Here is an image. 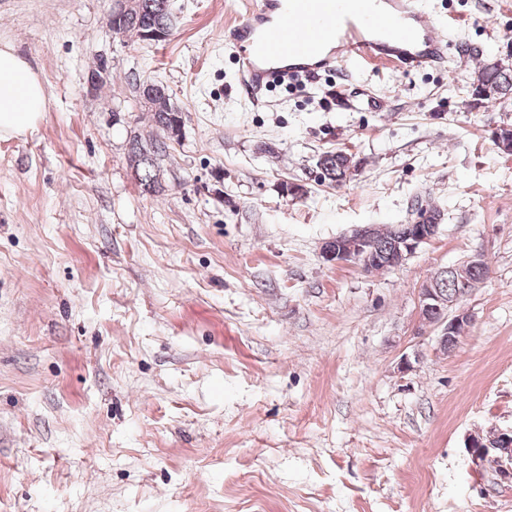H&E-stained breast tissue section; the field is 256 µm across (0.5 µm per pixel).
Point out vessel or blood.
<instances>
[{"label":"vessel or blood","instance_id":"obj_1","mask_svg":"<svg viewBox=\"0 0 512 512\" xmlns=\"http://www.w3.org/2000/svg\"><path fill=\"white\" fill-rule=\"evenodd\" d=\"M228 32L253 90L337 68L441 66L451 49L422 0H248Z\"/></svg>","mask_w":512,"mask_h":512}]
</instances>
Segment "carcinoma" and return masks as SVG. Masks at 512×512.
I'll use <instances>...</instances> for the list:
<instances>
[{
	"label": "carcinoma",
	"mask_w": 512,
	"mask_h": 512,
	"mask_svg": "<svg viewBox=\"0 0 512 512\" xmlns=\"http://www.w3.org/2000/svg\"><path fill=\"white\" fill-rule=\"evenodd\" d=\"M169 0H138V9L123 21L122 33L143 38V33L159 28L173 29L174 23L169 18ZM494 85L501 89L500 97L512 95V71L500 67L495 62L482 64L478 71L477 86ZM152 125L162 133V139L149 141L135 135L128 142L129 160L135 163V176L149 193H159L162 187L157 181L159 160L166 155L168 141L179 139L182 131V112H169L165 109L151 110ZM318 180L340 184L350 174V156L342 152L327 151L316 162ZM399 225L392 224L376 230L375 255L372 266L375 270H386V254L393 248ZM467 273L469 287L461 286L460 273L450 268L437 277L440 290L450 301H460L484 280V272L474 269L470 264L462 265Z\"/></svg>",
	"instance_id": "obj_1"
}]
</instances>
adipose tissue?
Segmentation results:
<instances>
[{"mask_svg": "<svg viewBox=\"0 0 512 512\" xmlns=\"http://www.w3.org/2000/svg\"><path fill=\"white\" fill-rule=\"evenodd\" d=\"M45 85L12 43H0V139L34 132L46 110Z\"/></svg>", "mask_w": 512, "mask_h": 512, "instance_id": "adipose-tissue-1", "label": "adipose tissue"}]
</instances>
